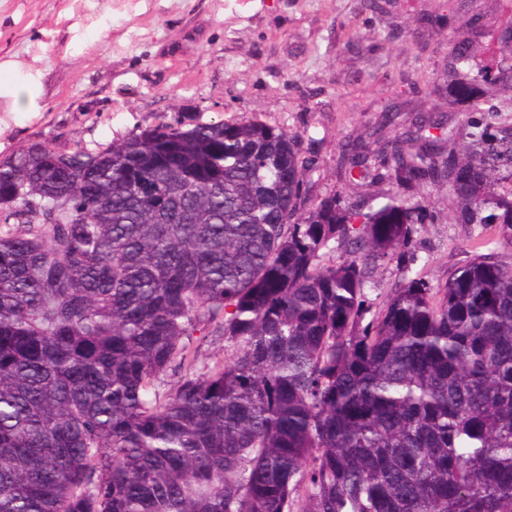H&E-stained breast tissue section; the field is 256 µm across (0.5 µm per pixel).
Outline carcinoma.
I'll return each mask as SVG.
<instances>
[{"label": "carcinoma", "instance_id": "obj_1", "mask_svg": "<svg viewBox=\"0 0 512 512\" xmlns=\"http://www.w3.org/2000/svg\"><path fill=\"white\" fill-rule=\"evenodd\" d=\"M457 39L448 88L485 100L445 152L423 116L388 140L358 227L340 194L298 216L313 160L257 122L0 160V512H512V263L367 297L428 179L512 244V76L476 88L490 45ZM193 342V347H198L199 349L197 362L199 369L213 366L214 363L224 360V356H227V350L230 353L231 349L221 336H207L202 339L199 333H196L193 336Z\"/></svg>", "mask_w": 512, "mask_h": 512}]
</instances>
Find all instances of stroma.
Listing matches in <instances>:
<instances>
[{
    "label": "stroma",
    "mask_w": 512,
    "mask_h": 512,
    "mask_svg": "<svg viewBox=\"0 0 512 512\" xmlns=\"http://www.w3.org/2000/svg\"><path fill=\"white\" fill-rule=\"evenodd\" d=\"M0 0V160L41 142L97 151L182 118L258 122L295 135L315 161L308 200L341 191L369 202L388 183L345 181L344 144L373 155L420 112L463 129L448 109L452 24L480 15L485 35L512 17L497 0ZM25 86L33 109L14 107ZM396 107L392 125L382 112ZM433 218L405 246L414 270L445 284L475 252L511 262L498 232L461 224L447 192L427 189Z\"/></svg>",
    "instance_id": "35a3bbf8"
}]
</instances>
